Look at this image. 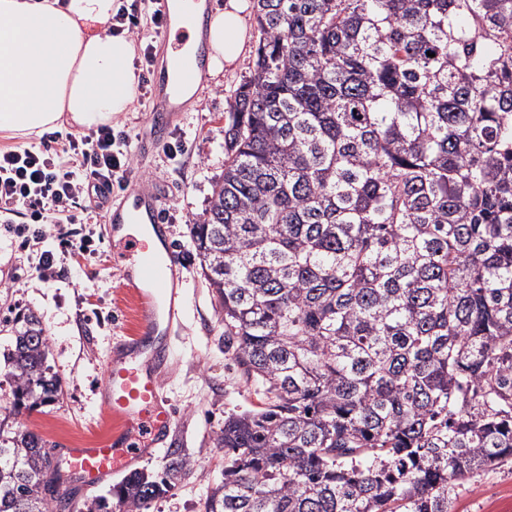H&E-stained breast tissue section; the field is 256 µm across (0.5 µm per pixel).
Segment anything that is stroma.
Wrapping results in <instances>:
<instances>
[{
    "label": "stroma",
    "instance_id": "stroma-1",
    "mask_svg": "<svg viewBox=\"0 0 512 512\" xmlns=\"http://www.w3.org/2000/svg\"><path fill=\"white\" fill-rule=\"evenodd\" d=\"M245 56L226 71L219 85L199 91V101L173 123L171 139H186L180 163L164 150L134 157L133 178L165 193L171 239L178 256L181 304L168 340L172 360L162 377L174 412L168 449H178L189 464L187 475L149 512H198V504L217 485L224 451L214 436L225 414L249 407L251 398L224 345L216 302L200 275L188 231L204 210L212 182L224 169V128L229 99L252 71ZM76 236H91L90 254L59 260L60 271L41 279L33 252L22 238L0 226V347H5L22 314H34L49 341L48 362L63 379L58 402L21 416L10 412L9 381L0 382V420L23 424L57 446L106 437L115 421L103 408L99 384L115 341L133 335L135 303L121 286L124 254L109 241L104 223L75 224ZM455 512H512V468L481 472L461 489Z\"/></svg>",
    "mask_w": 512,
    "mask_h": 512
}]
</instances>
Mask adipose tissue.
<instances>
[{"mask_svg":"<svg viewBox=\"0 0 512 512\" xmlns=\"http://www.w3.org/2000/svg\"><path fill=\"white\" fill-rule=\"evenodd\" d=\"M248 0L209 15L207 79L249 50ZM113 0H0V136L39 137L70 123L89 129L130 111L138 76L132 40L107 26Z\"/></svg>","mask_w":512,"mask_h":512,"instance_id":"ef3b65f1","label":"adipose tissue"}]
</instances>
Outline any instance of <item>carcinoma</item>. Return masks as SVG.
Instances as JSON below:
<instances>
[{"label": "carcinoma", "mask_w": 512, "mask_h": 512, "mask_svg": "<svg viewBox=\"0 0 512 512\" xmlns=\"http://www.w3.org/2000/svg\"><path fill=\"white\" fill-rule=\"evenodd\" d=\"M256 23L188 224L256 399L199 512H453L512 463V0H256ZM48 354L27 316L13 414L59 399ZM52 447L0 427V512H149L187 468L81 502Z\"/></svg>", "instance_id": "obj_1"}]
</instances>
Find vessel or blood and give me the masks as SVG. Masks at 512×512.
<instances>
[{
  "instance_id": "obj_1",
  "label": "vessel or blood",
  "mask_w": 512,
  "mask_h": 512,
  "mask_svg": "<svg viewBox=\"0 0 512 512\" xmlns=\"http://www.w3.org/2000/svg\"><path fill=\"white\" fill-rule=\"evenodd\" d=\"M158 9L161 24L152 35L160 61L151 70L153 137L137 138L135 150L139 153L166 143L174 114L184 109L180 102L184 90L201 80L208 62L205 41H198L191 53L182 51L190 29L199 25L198 13L176 14L172 0H158ZM164 209L161 194L133 181L106 214L107 224L117 228L125 224L144 225L160 245L149 247L130 234L119 241L131 256V266L123 270L122 278L135 301L137 326L133 336L114 345L100 391L105 410L118 418L120 425L106 439L60 451L68 469L91 486L153 456L164 446L173 425V413L161 383L170 361L169 351L161 342L166 334L161 320L173 318L176 311L177 269L168 259L174 246L168 237Z\"/></svg>"
}]
</instances>
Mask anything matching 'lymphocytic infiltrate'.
<instances>
[{
  "label": "lymphocytic infiltrate",
  "instance_id": "obj_1",
  "mask_svg": "<svg viewBox=\"0 0 512 512\" xmlns=\"http://www.w3.org/2000/svg\"><path fill=\"white\" fill-rule=\"evenodd\" d=\"M130 145L127 132L102 125L62 143L52 134L37 145L0 150V215L28 214L17 231L40 245L41 277L56 274L55 254L42 247L50 226L91 222L86 199L103 207L113 182L133 169Z\"/></svg>",
  "mask_w": 512,
  "mask_h": 512
}]
</instances>
